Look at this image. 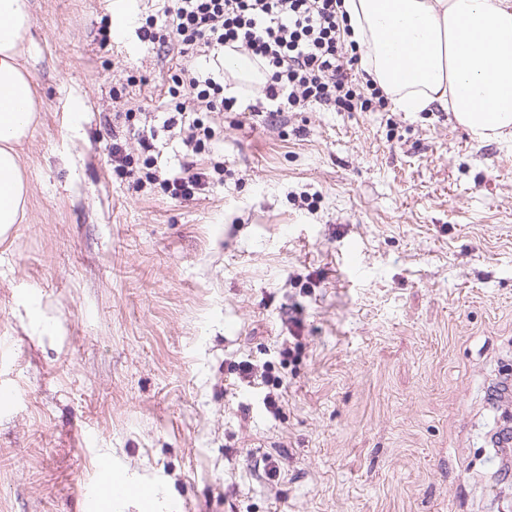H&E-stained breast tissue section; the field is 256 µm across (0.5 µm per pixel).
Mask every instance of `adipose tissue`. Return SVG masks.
Here are the masks:
<instances>
[{
  "label": "adipose tissue",
  "instance_id": "1",
  "mask_svg": "<svg viewBox=\"0 0 512 512\" xmlns=\"http://www.w3.org/2000/svg\"><path fill=\"white\" fill-rule=\"evenodd\" d=\"M368 75L401 112L439 108L478 139L512 136V0H345ZM30 0H0V237L20 223V148L36 119L21 64Z\"/></svg>",
  "mask_w": 512,
  "mask_h": 512
}]
</instances>
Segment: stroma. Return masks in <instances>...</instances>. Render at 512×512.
<instances>
[{"mask_svg": "<svg viewBox=\"0 0 512 512\" xmlns=\"http://www.w3.org/2000/svg\"><path fill=\"white\" fill-rule=\"evenodd\" d=\"M31 4L27 211L0 237V512H102L81 500L104 458L156 487L152 512L512 505L484 398L512 367V138L438 108L312 106L284 126L205 116L216 137L192 153L162 127L179 59L140 37L161 0H127L121 30L110 0ZM127 111L155 127L161 176L223 182L134 189L111 156L117 135L144 157ZM242 360L271 361L279 414L237 390ZM204 173L193 172L190 165H185L179 175L163 180V186L170 188L174 197L189 198L194 196L195 190L202 189L206 181H201Z\"/></svg>", "mask_w": 512, "mask_h": 512, "instance_id": "35a3bbf8", "label": "stroma"}]
</instances>
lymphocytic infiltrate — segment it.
Returning <instances> with one entry per match:
<instances>
[{
	"mask_svg": "<svg viewBox=\"0 0 512 512\" xmlns=\"http://www.w3.org/2000/svg\"><path fill=\"white\" fill-rule=\"evenodd\" d=\"M141 32L157 54L175 49L183 58L171 76L174 103L163 125L185 129L186 144L196 148L213 138L206 113L246 112L281 123L311 105L370 112L388 104L376 83L354 73L360 58L343 0H165L160 18H147ZM229 51L250 57L263 77L252 98L225 96L207 67ZM127 175L140 187L162 182L181 198L203 186L201 173L188 165L164 180L148 166Z\"/></svg>",
	"mask_w": 512,
	"mask_h": 512,
	"instance_id": "1",
	"label": "lymphocytic infiltrate"
}]
</instances>
